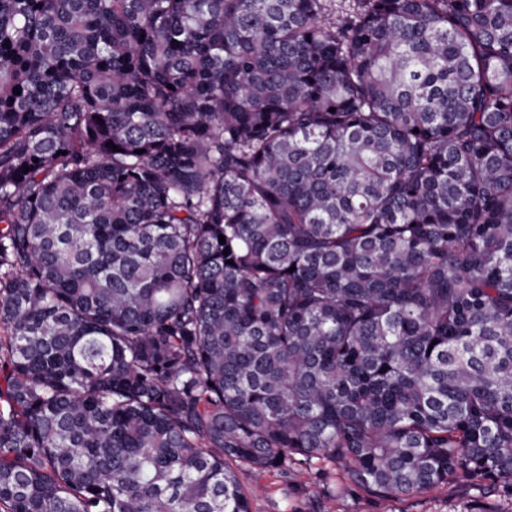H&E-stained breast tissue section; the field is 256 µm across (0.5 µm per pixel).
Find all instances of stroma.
Wrapping results in <instances>:
<instances>
[{
    "instance_id": "obj_1",
    "label": "stroma",
    "mask_w": 512,
    "mask_h": 512,
    "mask_svg": "<svg viewBox=\"0 0 512 512\" xmlns=\"http://www.w3.org/2000/svg\"><path fill=\"white\" fill-rule=\"evenodd\" d=\"M238 477L251 493L252 512H462L463 507L495 495L482 481L461 478L430 491L375 500L350 490L342 470L317 460L285 474L244 466Z\"/></svg>"
}]
</instances>
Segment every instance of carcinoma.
I'll list each match as a JSON object with an SVG mask.
<instances>
[{"label": "carcinoma", "instance_id": "cac0c4a2", "mask_svg": "<svg viewBox=\"0 0 512 512\" xmlns=\"http://www.w3.org/2000/svg\"><path fill=\"white\" fill-rule=\"evenodd\" d=\"M315 459L512 501V0H0V512Z\"/></svg>", "mask_w": 512, "mask_h": 512}]
</instances>
